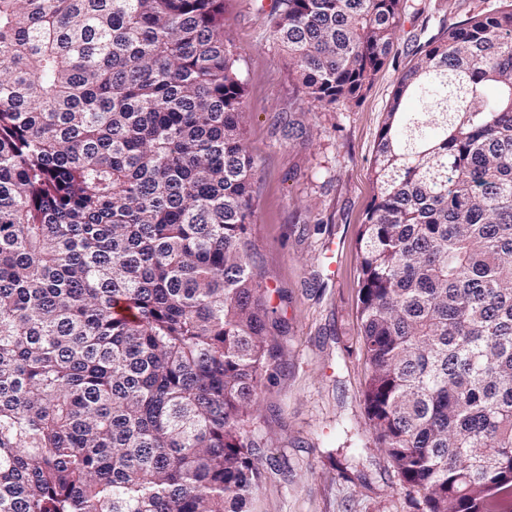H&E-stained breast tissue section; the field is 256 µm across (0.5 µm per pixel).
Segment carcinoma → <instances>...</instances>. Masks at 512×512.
<instances>
[{
  "instance_id": "carcinoma-1",
  "label": "carcinoma",
  "mask_w": 512,
  "mask_h": 512,
  "mask_svg": "<svg viewBox=\"0 0 512 512\" xmlns=\"http://www.w3.org/2000/svg\"><path fill=\"white\" fill-rule=\"evenodd\" d=\"M308 95L400 0H276ZM224 0H0V512H255L275 358ZM359 235L364 404L425 512H512V7L387 104Z\"/></svg>"
}]
</instances>
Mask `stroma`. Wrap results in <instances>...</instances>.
Returning a JSON list of instances; mask_svg holds the SVG:
<instances>
[{"label":"stroma","instance_id":"obj_1","mask_svg":"<svg viewBox=\"0 0 512 512\" xmlns=\"http://www.w3.org/2000/svg\"><path fill=\"white\" fill-rule=\"evenodd\" d=\"M512 0H401L402 24L369 89L312 101L276 40L272 0H224L247 105L243 129L259 171L252 262L279 328L274 378L252 436L266 462L257 512H417L369 430L358 315V237L371 169L399 78L428 43Z\"/></svg>","mask_w":512,"mask_h":512}]
</instances>
